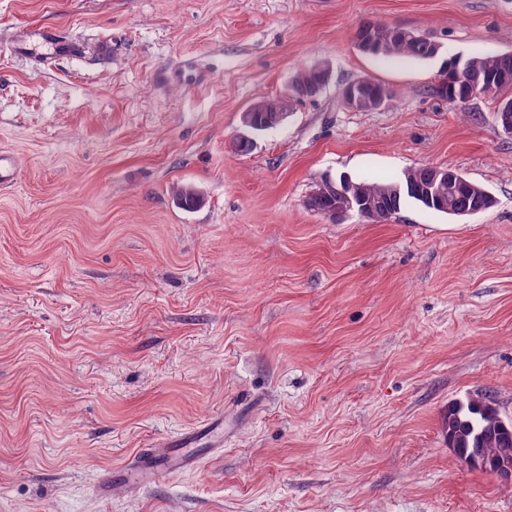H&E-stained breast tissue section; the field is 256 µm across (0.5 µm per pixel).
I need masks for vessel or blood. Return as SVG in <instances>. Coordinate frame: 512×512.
Segmentation results:
<instances>
[{
    "instance_id": "b4317fda",
    "label": "vessel or blood",
    "mask_w": 512,
    "mask_h": 512,
    "mask_svg": "<svg viewBox=\"0 0 512 512\" xmlns=\"http://www.w3.org/2000/svg\"><path fill=\"white\" fill-rule=\"evenodd\" d=\"M17 42L29 46L33 54L46 59L67 57L75 50L73 40L45 26L24 30ZM205 435V430L194 428L141 449L138 462L132 469L133 474L144 483L151 484L166 473L194 468L199 461L194 450Z\"/></svg>"
}]
</instances>
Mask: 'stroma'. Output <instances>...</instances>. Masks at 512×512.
<instances>
[{"instance_id": "stroma-1", "label": "stroma", "mask_w": 512, "mask_h": 512, "mask_svg": "<svg viewBox=\"0 0 512 512\" xmlns=\"http://www.w3.org/2000/svg\"><path fill=\"white\" fill-rule=\"evenodd\" d=\"M367 22L439 52L362 53ZM31 25L75 54L11 50ZM510 52L512 0H0L19 165L0 190V512H512V483L442 427L482 395L512 420V136L489 99L437 91L449 59ZM323 62L328 85L236 153L241 113ZM362 79L390 105L347 109ZM422 166L495 206L376 224L306 205L322 176ZM219 414L223 450L122 480Z\"/></svg>"}]
</instances>
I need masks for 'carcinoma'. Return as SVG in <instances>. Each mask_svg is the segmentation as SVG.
Returning a JSON list of instances; mask_svg holds the SVG:
<instances>
[{
  "label": "carcinoma",
  "instance_id": "1",
  "mask_svg": "<svg viewBox=\"0 0 512 512\" xmlns=\"http://www.w3.org/2000/svg\"><path fill=\"white\" fill-rule=\"evenodd\" d=\"M363 28L370 30L380 46L378 56H402L425 60L434 54L425 51L418 34L397 26L380 22H368ZM466 66L474 89L478 95L496 102V121L499 127L512 122V53L496 56H472ZM326 80L325 73L315 66L303 69L293 77L290 96L301 100L313 96L314 89ZM259 117L273 119L282 111L283 102L279 98H269L254 103ZM434 180V169L429 166L413 168L403 177L389 181H351L354 196L363 204H370L375 214L370 216L373 223H384L408 203H416L434 212L448 216H458L470 209L477 197L486 191L473 181L448 183L443 186L446 201L443 207H433L417 191ZM337 179L323 178L309 196L310 210L326 214L340 207L342 199L334 190ZM177 204L184 209H195L201 204L199 192L191 185L181 184L172 188ZM448 437L453 440L456 456L463 458L464 449L479 448L488 457L504 454L512 455V429L501 424L496 411L490 406L489 398L455 401L448 405L444 419Z\"/></svg>",
  "mask_w": 512,
  "mask_h": 512
}]
</instances>
